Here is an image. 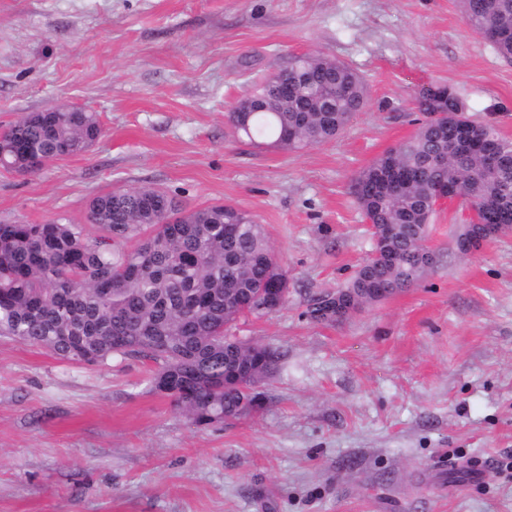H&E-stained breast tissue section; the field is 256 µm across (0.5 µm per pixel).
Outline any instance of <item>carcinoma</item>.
I'll return each instance as SVG.
<instances>
[{"instance_id":"carcinoma-1","label":"carcinoma","mask_w":512,"mask_h":512,"mask_svg":"<svg viewBox=\"0 0 512 512\" xmlns=\"http://www.w3.org/2000/svg\"><path fill=\"white\" fill-rule=\"evenodd\" d=\"M464 24L512 60V0H459ZM288 81V97L275 93ZM226 120L239 136L299 151L326 143L368 104L365 82L324 54L293 55ZM461 100H417V131L353 180L355 201L383 246L337 289L353 310L416 284L434 252L427 245L439 184L457 185L484 224L512 226V140L491 123L468 121L453 137ZM102 133L98 114L31 112L0 130V167L23 175L36 164L88 150ZM491 147V170L475 144ZM149 187L97 195L85 222H0V336L45 348L72 363L135 357L157 366L152 383L197 424L240 414L242 388L257 389L279 354L224 334L244 315L262 317L288 301V276L263 225L232 204L189 210L167 199L173 223H148ZM280 303L263 307L266 289Z\"/></svg>"}]
</instances>
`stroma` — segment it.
<instances>
[{"instance_id": "35a3bbf8", "label": "stroma", "mask_w": 512, "mask_h": 512, "mask_svg": "<svg viewBox=\"0 0 512 512\" xmlns=\"http://www.w3.org/2000/svg\"><path fill=\"white\" fill-rule=\"evenodd\" d=\"M304 53L353 68L364 111L298 152L235 134L226 112ZM433 84L512 139V61L457 0H0V128L58 105L103 126L36 175L0 169V221L81 222L92 196L144 186L231 203L289 288L231 329L281 355L259 406L205 426L153 390L148 361L80 365L0 336V512H512V232L460 254L456 202L420 282L340 321L308 314L370 256L351 184L416 132Z\"/></svg>"}]
</instances>
